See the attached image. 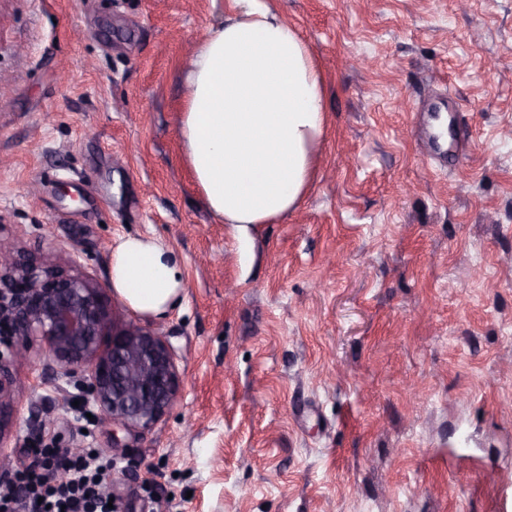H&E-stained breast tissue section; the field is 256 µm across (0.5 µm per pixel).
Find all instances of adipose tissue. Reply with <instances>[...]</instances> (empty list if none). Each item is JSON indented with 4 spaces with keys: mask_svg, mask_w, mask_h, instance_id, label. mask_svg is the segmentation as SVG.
<instances>
[{
    "mask_svg": "<svg viewBox=\"0 0 512 512\" xmlns=\"http://www.w3.org/2000/svg\"><path fill=\"white\" fill-rule=\"evenodd\" d=\"M220 28L196 46L181 116L187 160L211 213L227 224H275L297 209L315 177L325 88L297 31L263 0H233ZM111 282L132 311L161 317L185 286L161 238L124 236Z\"/></svg>",
    "mask_w": 512,
    "mask_h": 512,
    "instance_id": "1",
    "label": "adipose tissue"
}]
</instances>
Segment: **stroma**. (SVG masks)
<instances>
[{"label": "stroma", "instance_id": "1", "mask_svg": "<svg viewBox=\"0 0 512 512\" xmlns=\"http://www.w3.org/2000/svg\"><path fill=\"white\" fill-rule=\"evenodd\" d=\"M275 4L326 122L299 208L242 233L181 138L225 0H0V242L106 284L156 236L186 283L162 317L112 301L175 350L157 423L102 427L35 340L0 459L90 450L120 512H512V0Z\"/></svg>", "mask_w": 512, "mask_h": 512}]
</instances>
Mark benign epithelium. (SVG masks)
<instances>
[{"mask_svg":"<svg viewBox=\"0 0 512 512\" xmlns=\"http://www.w3.org/2000/svg\"><path fill=\"white\" fill-rule=\"evenodd\" d=\"M35 337L49 363L68 375L88 373L87 401L101 424L145 430L176 399V354L161 336L135 325L118 327L105 286L37 263H21L0 245V411L13 402L10 364L26 358Z\"/></svg>","mask_w":512,"mask_h":512,"instance_id":"7a95c632","label":"benign epithelium"}]
</instances>
